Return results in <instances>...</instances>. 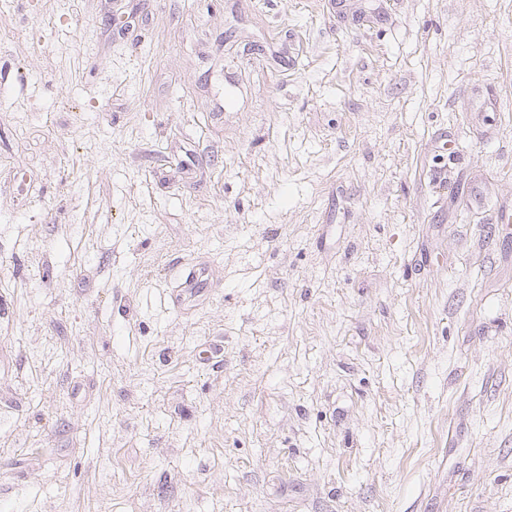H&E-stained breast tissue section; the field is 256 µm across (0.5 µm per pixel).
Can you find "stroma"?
<instances>
[{
	"label": "stroma",
	"instance_id": "obj_1",
	"mask_svg": "<svg viewBox=\"0 0 512 512\" xmlns=\"http://www.w3.org/2000/svg\"><path fill=\"white\" fill-rule=\"evenodd\" d=\"M336 2L0 0V512H512V0Z\"/></svg>",
	"mask_w": 512,
	"mask_h": 512
}]
</instances>
